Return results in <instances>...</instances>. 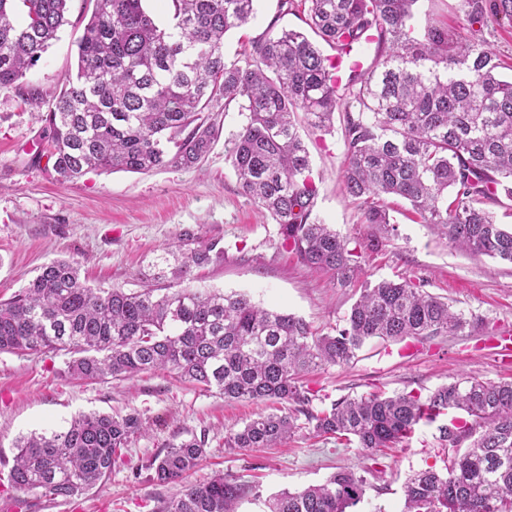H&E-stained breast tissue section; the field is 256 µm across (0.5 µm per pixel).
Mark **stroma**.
<instances>
[{"label":"stroma","mask_w":512,"mask_h":512,"mask_svg":"<svg viewBox=\"0 0 512 512\" xmlns=\"http://www.w3.org/2000/svg\"><path fill=\"white\" fill-rule=\"evenodd\" d=\"M69 6V25L26 75L29 85L46 94L75 69L77 41L91 12L87 0H69ZM255 9L247 27L226 34V59L238 57L269 25L304 27L299 17L281 14L279 0H256ZM212 118L218 136L196 167L90 171L60 183L43 152L44 110L24 104L15 92L0 91V298L21 290L41 266L58 258L77 262L88 286L140 287L141 271L188 233L200 242L218 238L224 244L223 262L194 269L192 287L247 293L319 330L343 326L359 296L358 284L343 286L311 271L283 246L278 224L242 192L224 149L243 116L233 105ZM301 134L318 186V218L352 240L370 234L380 240L378 250L361 261L360 282L407 278L483 321L479 330L456 336L367 342L352 363L305 377L313 408L368 393L425 395L456 374L512 381V358H499L492 347L500 335L512 336V265L455 251L402 211L394 213L390 232L361 223L341 184V127L324 133L305 126ZM273 409L270 402L225 401L161 371L90 384L68 374L65 356L1 353L0 459L12 460L19 436L64 427L82 413H137L151 428L124 450L103 485L57 500L31 493L19 497L0 486V505L20 502L19 512H158L175 489L150 480L145 463L174 439L201 433L208 437L207 456L190 479L235 475L246 486L239 512H268L275 495L323 483L342 468L364 471L363 449L302 435L277 448L225 449V429ZM443 458L436 425H419L409 441L380 458L377 472L368 477L361 512H402L407 478L432 465L443 468Z\"/></svg>","instance_id":"35a3bbf8"}]
</instances>
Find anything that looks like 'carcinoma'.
Here are the masks:
<instances>
[{"instance_id": "1", "label": "carcinoma", "mask_w": 512, "mask_h": 512, "mask_svg": "<svg viewBox=\"0 0 512 512\" xmlns=\"http://www.w3.org/2000/svg\"><path fill=\"white\" fill-rule=\"evenodd\" d=\"M144 0H94L77 44V70L46 96L25 83L60 29L68 0H0V91L46 108V150L55 179L88 170L149 172L191 168L217 138L209 113L238 105L246 122L228 140L239 185L279 226L310 269L347 286L364 249L318 221V187L301 122L329 132L343 118L342 183L362 223L387 227L392 197L421 223L470 256L512 264V227L491 207L512 200V80L486 33L512 26V0H459L463 23L448 27L419 0H280L301 12L331 48L269 26L241 57L224 58V36L254 18V0H169L166 27ZM22 20H16L17 16ZM365 44L376 53L346 82L337 59ZM224 260L221 240L186 235L167 247L158 271L136 289H97L67 259L46 264L26 287L0 299V353L69 356L68 373L88 383L124 381L161 370L228 402L283 401L224 433L230 451L271 448L306 431L369 451L371 460L438 426L444 469L429 467L405 484V512H512V382L462 375L425 397L370 393L311 407L302 377L345 366L372 339L455 336L482 319L412 281L383 279L361 289L345 326L323 333L293 314L269 310L245 293L226 295L186 281L195 267ZM148 433L137 414H82L66 427L16 439L7 487L49 499L102 484L132 439ZM207 454L206 434L171 442L150 458L153 481L176 487L159 512H236L237 479L185 477ZM367 479L340 470L300 492L283 491L269 512H347L364 502Z\"/></svg>"}]
</instances>
